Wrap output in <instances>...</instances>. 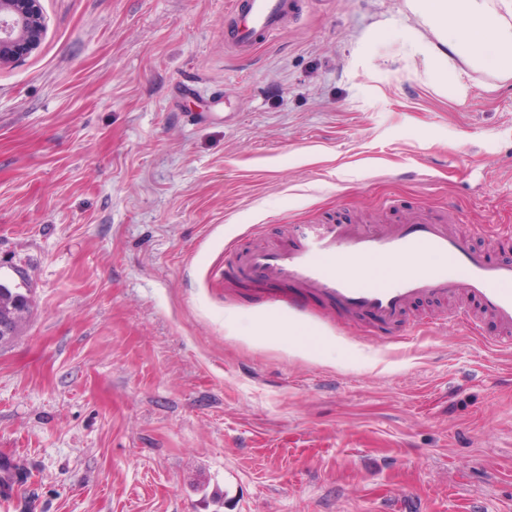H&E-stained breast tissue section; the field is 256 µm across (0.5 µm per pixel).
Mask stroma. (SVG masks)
<instances>
[{
    "label": "stroma",
    "instance_id": "35a3bbf8",
    "mask_svg": "<svg viewBox=\"0 0 512 512\" xmlns=\"http://www.w3.org/2000/svg\"><path fill=\"white\" fill-rule=\"evenodd\" d=\"M405 0H310L250 57L228 0H42L0 69V512H512V352L298 318L220 272L292 225L456 209L512 261V86L437 92ZM19 289L20 288H10L0 283V321H3L5 326L10 328L9 331V329L1 324L0 332L1 334L4 333V335H9L11 332L10 336H6L2 339V342L8 341L14 335L19 324L26 319L30 312L29 297L27 294L19 291ZM19 300L24 301L23 307H19Z\"/></svg>",
    "mask_w": 512,
    "mask_h": 512
}]
</instances>
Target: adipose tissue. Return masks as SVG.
<instances>
[{"label":"adipose tissue","mask_w":512,"mask_h":512,"mask_svg":"<svg viewBox=\"0 0 512 512\" xmlns=\"http://www.w3.org/2000/svg\"><path fill=\"white\" fill-rule=\"evenodd\" d=\"M424 71L465 97L471 73L512 82V0H406Z\"/></svg>","instance_id":"adipose-tissue-1"}]
</instances>
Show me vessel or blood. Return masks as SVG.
<instances>
[{
	"instance_id": "vessel-or-blood-1",
	"label": "vessel or blood",
	"mask_w": 512,
	"mask_h": 512,
	"mask_svg": "<svg viewBox=\"0 0 512 512\" xmlns=\"http://www.w3.org/2000/svg\"><path fill=\"white\" fill-rule=\"evenodd\" d=\"M305 0H230L224 40L234 58L249 57L300 17ZM225 278L275 283L269 305L303 316L306 298L336 306L345 317L370 315L399 330L412 299L441 300L447 318L477 327L469 301L502 328L493 344L512 348V263L493 262L448 227L446 218L415 214L382 230L350 224H301L287 243L243 253Z\"/></svg>"
}]
</instances>
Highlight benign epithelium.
I'll return each mask as SVG.
<instances>
[{"instance_id":"1","label":"benign epithelium","mask_w":512,"mask_h":512,"mask_svg":"<svg viewBox=\"0 0 512 512\" xmlns=\"http://www.w3.org/2000/svg\"><path fill=\"white\" fill-rule=\"evenodd\" d=\"M44 33L41 0H0V68L37 50Z\"/></svg>"}]
</instances>
